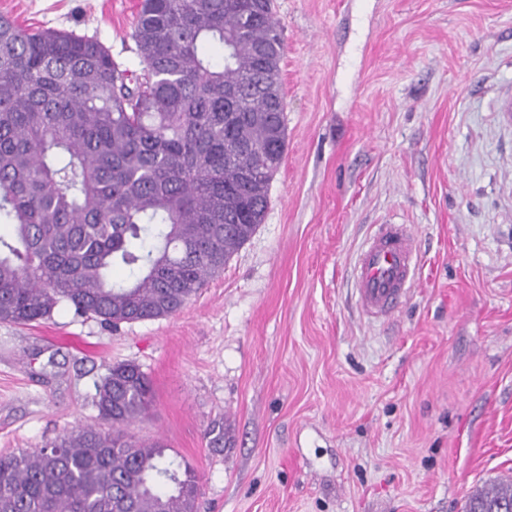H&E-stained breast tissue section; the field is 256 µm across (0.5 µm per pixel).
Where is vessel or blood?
I'll return each instance as SVG.
<instances>
[{
  "mask_svg": "<svg viewBox=\"0 0 512 512\" xmlns=\"http://www.w3.org/2000/svg\"><path fill=\"white\" fill-rule=\"evenodd\" d=\"M417 258V237L410 225H379L354 266L361 308L372 316L391 314L412 286Z\"/></svg>",
  "mask_w": 512,
  "mask_h": 512,
  "instance_id": "vessel-or-blood-1",
  "label": "vessel or blood"
}]
</instances>
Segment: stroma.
I'll use <instances>...</instances> for the list:
<instances>
[{
	"mask_svg": "<svg viewBox=\"0 0 512 512\" xmlns=\"http://www.w3.org/2000/svg\"><path fill=\"white\" fill-rule=\"evenodd\" d=\"M139 0H0L133 73ZM285 159L263 224L177 313L104 326L60 303L0 323V455L97 424L132 362L131 425L201 477L197 512H463L512 476V0H275ZM412 225L398 310L353 281L374 225ZM226 428L210 447L205 430Z\"/></svg>",
	"mask_w": 512,
	"mask_h": 512,
	"instance_id": "stroma-1",
	"label": "stroma"
}]
</instances>
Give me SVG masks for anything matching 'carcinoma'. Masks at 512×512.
<instances>
[{
  "mask_svg": "<svg viewBox=\"0 0 512 512\" xmlns=\"http://www.w3.org/2000/svg\"><path fill=\"white\" fill-rule=\"evenodd\" d=\"M132 37L140 77L93 37L0 16V322L170 316L264 223L286 151L273 0H140ZM151 403L138 365H112L99 425L0 455V512H196L200 476L128 431ZM205 437L224 446V423ZM504 507L511 479L465 512Z\"/></svg>",
  "mask_w": 512,
  "mask_h": 512,
  "instance_id": "1",
  "label": "carcinoma"
}]
</instances>
